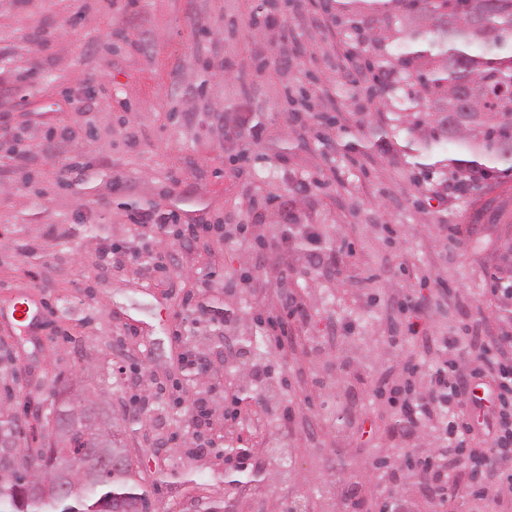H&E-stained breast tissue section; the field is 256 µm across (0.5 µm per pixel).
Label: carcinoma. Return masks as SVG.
I'll list each match as a JSON object with an SVG mask.
<instances>
[{
  "label": "carcinoma",
  "mask_w": 512,
  "mask_h": 512,
  "mask_svg": "<svg viewBox=\"0 0 512 512\" xmlns=\"http://www.w3.org/2000/svg\"><path fill=\"white\" fill-rule=\"evenodd\" d=\"M353 46L372 51L390 79L391 131L406 133L416 182L432 170L512 172V0H325ZM386 29L376 32L374 22ZM52 401L57 436L19 445V425L0 408V512H150L152 490L101 405L86 395ZM95 471L55 483L59 460ZM186 512H224L221 498L191 497Z\"/></svg>",
  "instance_id": "carcinoma-1"
}]
</instances>
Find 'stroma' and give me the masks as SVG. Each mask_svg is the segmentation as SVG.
Listing matches in <instances>:
<instances>
[{
  "label": "stroma",
  "instance_id": "35a3bbf8",
  "mask_svg": "<svg viewBox=\"0 0 512 512\" xmlns=\"http://www.w3.org/2000/svg\"><path fill=\"white\" fill-rule=\"evenodd\" d=\"M264 7L0 0V123L24 131L27 157L0 153V406H39L21 417V441L34 446L55 377L102 391L157 485L151 512L189 507L199 477L220 486L224 512H287L295 500L348 512L352 494L369 505L395 486L414 495L415 479L395 484L373 465L412 446L389 425L379 386L407 361L434 359L423 337L512 330L489 278L512 224V175L453 194L441 173L416 185L402 137L374 136L386 111L366 96L372 75L347 57L321 0H288L259 31ZM355 68L358 84L337 96ZM86 86L98 95L73 100ZM79 126L93 136L70 138ZM138 208L232 232L187 248L140 234ZM308 230L346 246L311 263L298 243ZM21 296L33 313L22 326ZM406 297L425 306L414 333L392 308ZM279 315L287 348L226 376L238 336ZM190 355L207 359L206 374L189 369ZM280 375L288 416L261 400ZM146 394L145 423L126 427ZM198 399L211 411L205 448L191 442ZM324 400L346 410L344 426ZM231 442L248 446L266 482L224 483Z\"/></svg>",
  "mask_w": 512,
  "mask_h": 512
}]
</instances>
